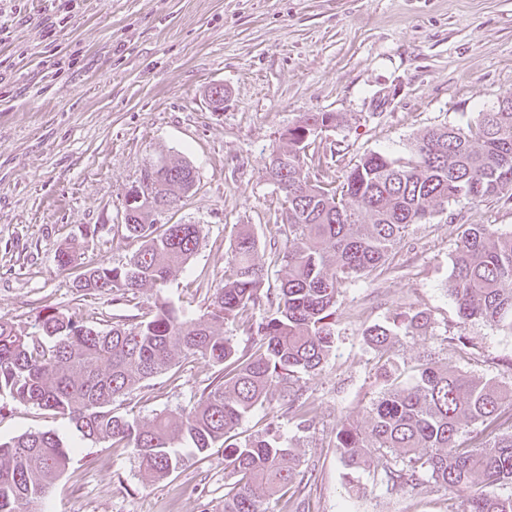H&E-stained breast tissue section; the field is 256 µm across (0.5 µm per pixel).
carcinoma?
Masks as SVG:
<instances>
[{"instance_id": "1", "label": "carcinoma", "mask_w": 512, "mask_h": 512, "mask_svg": "<svg viewBox=\"0 0 512 512\" xmlns=\"http://www.w3.org/2000/svg\"><path fill=\"white\" fill-rule=\"evenodd\" d=\"M334 112L303 115L281 136L266 174L284 193L274 252L287 269L278 287L264 288L259 241L248 226L237 233L224 281L209 310L184 319L165 301L140 320L108 330L53 307L32 329L0 318V402L52 411L72 421L91 441L131 448L142 479L156 483L179 469L184 454L224 448V471L235 477L224 492L223 512H261V503L285 494L297 480L299 460L272 425L240 439L242 418L268 401L271 387L323 366L335 346L337 302L343 285L387 261L413 224L462 201L512 198V95L502 96L474 123L431 129L398 156L371 152L333 185L312 180L307 159L317 137L309 128L335 126ZM197 181L187 162L145 166L138 185L150 196L124 210L126 237L137 243L121 266L81 262L74 243L57 251L58 266L76 271L78 293L136 295L162 285L184 268L201 243L198 224H160ZM447 291L460 324L482 321L512 330V230L468 224L452 256ZM250 331L239 348L224 326ZM430 316L402 307L363 331L378 358L379 395L367 408L369 426H336L335 447L345 469L382 475L386 492L418 497L467 491V512H512V496L486 488L512 485V430L471 448L465 427L497 418L512 404V385L472 378L433 359L410 366L394 351L398 330L428 328ZM201 355L220 366L195 401L161 412L148 424L119 414L113 403L176 365L177 356ZM299 428H308L303 393L288 386L281 403ZM74 455L56 433L29 431L0 442V512H30L60 478Z\"/></svg>"}]
</instances>
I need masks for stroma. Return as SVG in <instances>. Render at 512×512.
Instances as JSON below:
<instances>
[{
	"label": "stroma",
	"mask_w": 512,
	"mask_h": 512,
	"mask_svg": "<svg viewBox=\"0 0 512 512\" xmlns=\"http://www.w3.org/2000/svg\"><path fill=\"white\" fill-rule=\"evenodd\" d=\"M46 0H16L12 34L0 42V317L31 325L52 306L99 328L131 322L155 298L188 319L206 313L241 225L259 240L267 285L285 276L271 247L283 193L264 173L273 145L306 112H334L320 135L312 180H339L364 154H399L424 131L466 126L512 94V0H82L56 41L45 35ZM224 87V109L207 94ZM189 163L194 189L163 214L202 227L198 253L161 287L127 300L81 296L56 260L78 243L88 262L119 266L136 244L122 226L126 195L149 162ZM465 224L512 229V199L452 205L412 225L390 259L342 288L335 350L323 369L296 383L308 429L279 413L282 385L247 414L240 437L280 428L302 479L265 512H464V494H385L376 474L347 483L335 442L338 423L365 425L380 390L365 327L396 308L431 316L427 334L396 349L416 363L430 355L472 377L512 384V332L461 324L447 292L451 256ZM465 332L469 346L449 345ZM208 358L176 366L114 402L151 422L186 406L215 378ZM51 430L75 455L34 512H220L228 479L223 452L190 459L166 479L142 482L132 449L84 439L68 419L9 402L0 440Z\"/></svg>",
	"instance_id": "1"
}]
</instances>
